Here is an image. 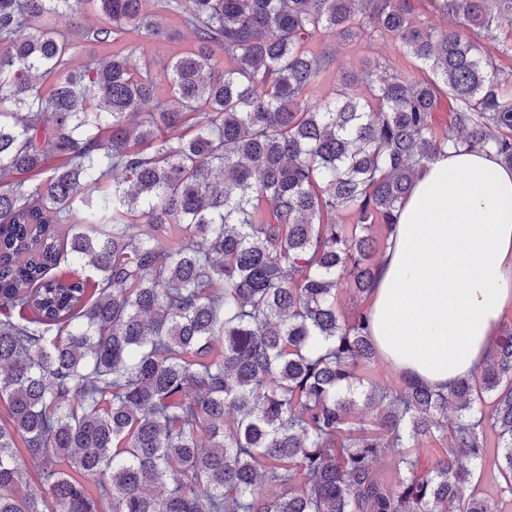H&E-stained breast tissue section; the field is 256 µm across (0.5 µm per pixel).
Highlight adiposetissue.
I'll list each match as a JSON object with an SVG mask.
<instances>
[{
    "mask_svg": "<svg viewBox=\"0 0 512 512\" xmlns=\"http://www.w3.org/2000/svg\"><path fill=\"white\" fill-rule=\"evenodd\" d=\"M512 308V168L445 151L416 176L369 307L383 359L436 388L489 357Z\"/></svg>",
    "mask_w": 512,
    "mask_h": 512,
    "instance_id": "adipose-tissue-1",
    "label": "adipose tissue"
}]
</instances>
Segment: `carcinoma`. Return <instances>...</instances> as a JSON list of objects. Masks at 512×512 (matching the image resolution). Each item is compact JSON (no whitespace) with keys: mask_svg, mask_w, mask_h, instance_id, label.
I'll use <instances>...</instances> for the list:
<instances>
[{"mask_svg":"<svg viewBox=\"0 0 512 512\" xmlns=\"http://www.w3.org/2000/svg\"><path fill=\"white\" fill-rule=\"evenodd\" d=\"M436 4L446 30L411 0H161L194 45L143 113L134 50L70 66L172 39L143 0H0V512H501L463 461L493 434L512 496V327L446 393L372 376L364 303L416 175L446 148L512 166V0ZM327 33L391 38L429 77L375 60L312 102ZM455 100L448 97V92L443 93L437 100L436 107L432 114V124L437 130L448 128L452 112L456 109Z\"/></svg>","mask_w":512,"mask_h":512,"instance_id":"1","label":"carcinoma"}]
</instances>
